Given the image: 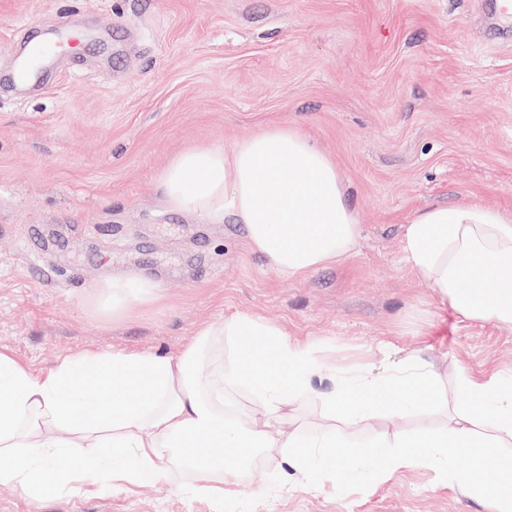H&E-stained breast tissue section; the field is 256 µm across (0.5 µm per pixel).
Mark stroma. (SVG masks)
<instances>
[{
  "mask_svg": "<svg viewBox=\"0 0 512 512\" xmlns=\"http://www.w3.org/2000/svg\"><path fill=\"white\" fill-rule=\"evenodd\" d=\"M480 0H0V349L35 370L88 350L175 357L211 323L263 318L341 369L391 344L435 365L512 369V330L464 319L403 260L406 224L436 203L512 214V38L487 42ZM73 35L38 78L14 58ZM297 129L349 186L361 239L300 279L272 270L243 225L171 208L162 168L200 145ZM115 279L159 292L119 315ZM280 456L224 512H488L430 469L368 489L283 486ZM0 512H214L180 478L91 484L38 500L0 489Z\"/></svg>",
  "mask_w": 512,
  "mask_h": 512,
  "instance_id": "1",
  "label": "stroma"
}]
</instances>
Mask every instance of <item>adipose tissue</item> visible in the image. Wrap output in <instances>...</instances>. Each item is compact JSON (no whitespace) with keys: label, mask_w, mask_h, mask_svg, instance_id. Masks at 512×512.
<instances>
[{"label":"adipose tissue","mask_w":512,"mask_h":512,"mask_svg":"<svg viewBox=\"0 0 512 512\" xmlns=\"http://www.w3.org/2000/svg\"><path fill=\"white\" fill-rule=\"evenodd\" d=\"M168 204L213 221L233 215L253 250L277 273L301 278L351 256L360 227L335 161L298 130L264 127L231 151L197 145L160 174ZM405 261L464 318L512 329V216L480 204L437 203L404 234ZM249 336L257 359L242 363ZM330 366L319 346L280 326L238 315L209 325L176 357L87 352L36 372L0 350V488L35 499L80 482L111 490L185 468L195 496L223 504L227 465L249 469L279 455L283 477L347 489L415 466L436 471L490 512H512V370L478 377L459 370L467 399L446 424L383 435L375 453L356 452L364 423L423 415L438 407L437 372L426 362L381 359L338 374L331 391L314 384ZM316 402L327 422L312 431L279 421ZM68 455L72 468L53 466ZM495 471V484L485 475Z\"/></svg>","instance_id":"obj_1"}]
</instances>
